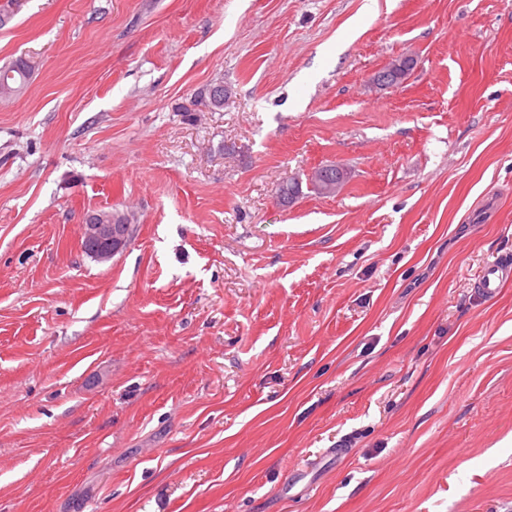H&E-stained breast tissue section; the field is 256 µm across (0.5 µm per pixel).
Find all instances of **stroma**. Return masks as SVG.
<instances>
[{
	"label": "stroma",
	"mask_w": 512,
	"mask_h": 512,
	"mask_svg": "<svg viewBox=\"0 0 512 512\" xmlns=\"http://www.w3.org/2000/svg\"><path fill=\"white\" fill-rule=\"evenodd\" d=\"M19 57L0 512H512V0H20ZM414 61L412 58L400 57L393 60L391 63L387 65V67L391 68L392 71H378L374 75L375 82L380 87H390L389 85V74L392 75L393 85H397L413 68ZM118 211H99L97 214L92 213L85 217V224H83V242L89 246H94L95 249L90 254L100 262L109 261L117 253L122 251L127 243V234L130 224L125 217L121 224L112 223V217L118 214ZM96 221H92L90 218ZM112 223V224H110ZM109 245L106 249H98L96 245L105 244ZM512 280V259L498 258L494 262L487 265L478 281L476 288L487 295H495L504 283Z\"/></svg>",
	"instance_id": "obj_1"
}]
</instances>
